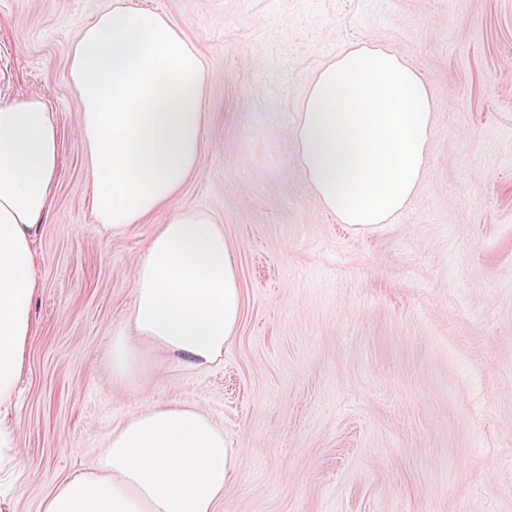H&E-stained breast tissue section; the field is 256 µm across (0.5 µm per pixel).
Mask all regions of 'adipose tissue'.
Masks as SVG:
<instances>
[{"label": "adipose tissue", "mask_w": 512, "mask_h": 512, "mask_svg": "<svg viewBox=\"0 0 512 512\" xmlns=\"http://www.w3.org/2000/svg\"><path fill=\"white\" fill-rule=\"evenodd\" d=\"M80 133L101 227L124 229L169 207L134 267L129 325L112 336V372L144 377L132 338L187 366L216 363L235 339L242 288L223 225L176 209L200 160L203 57L160 12L114 0L71 50ZM434 104L399 56L361 44L317 71L290 130L322 208L369 229L403 210L427 172ZM60 145L43 95L0 104V472L26 467L13 405L34 333V242L48 214ZM240 458L189 405L146 404L113 429L99 471L65 481L40 512H217Z\"/></svg>", "instance_id": "ef3b65f1"}]
</instances>
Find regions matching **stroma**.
Here are the masks:
<instances>
[{
	"label": "stroma",
	"mask_w": 512,
	"mask_h": 512,
	"mask_svg": "<svg viewBox=\"0 0 512 512\" xmlns=\"http://www.w3.org/2000/svg\"><path fill=\"white\" fill-rule=\"evenodd\" d=\"M113 0H0V104L44 95L61 159L35 243L40 292L7 414L29 467L0 512L95 472L145 402L194 405L241 465L219 512H512V0H130L201 53L207 115L175 205L223 224L244 309L205 369L139 346L112 373L133 263L164 213L104 230L70 54ZM396 53L434 101L427 174L389 223L323 212L286 129L352 43ZM112 335V373L119 378H145V372L139 364L138 353L127 334V328H119Z\"/></svg>",
	"instance_id": "35a3bbf8"
}]
</instances>
